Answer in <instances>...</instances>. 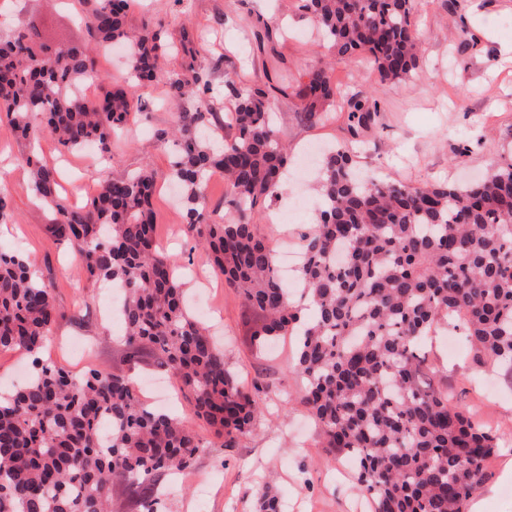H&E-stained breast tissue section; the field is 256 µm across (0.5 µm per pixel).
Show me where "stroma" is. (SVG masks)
Wrapping results in <instances>:
<instances>
[{"mask_svg": "<svg viewBox=\"0 0 512 512\" xmlns=\"http://www.w3.org/2000/svg\"><path fill=\"white\" fill-rule=\"evenodd\" d=\"M79 9L78 0H0V39L33 19L41 43L50 48L85 44L89 29L79 19ZM271 17L288 33L258 45L255 34ZM129 19L135 26L145 20L162 23L170 41L185 43L193 49L196 64L211 70L215 85H223L229 75L248 87L270 82L282 86L272 104L273 120L282 142L297 155L311 146L325 149L354 137L347 109H336L334 121L325 125L304 120L299 91L308 69L331 63L335 78L353 96L372 90L376 83L366 57H336L328 44L315 38L297 0H136ZM416 22L421 69L380 92L376 123L355 136L358 165L364 175L409 183L474 181L487 168L512 159V0H419ZM462 26L474 35V44L454 38L455 29ZM108 85L124 89L144 105L142 115L113 140L110 172L120 175L145 167L153 171L152 208L161 249L184 264L186 224L169 194L173 151L154 139L155 130L174 124L178 110L167 87L132 83L126 60L102 53L95 74L82 86L94 97ZM28 154L54 165L62 194L80 205L97 192L107 171L97 158L64 151L48 137L18 138L8 122H0V188L9 193L13 210L11 221L0 224V252L33 255L41 277L55 288L60 316L46 355L76 373L89 365L163 382L161 369L126 361L123 325L106 313L110 292L103 283L89 280L78 257L53 236L52 213L36 202L27 170L19 162ZM288 189L267 208L290 212L291 223L264 219L258 224L275 250L296 247L300 234L315 221L310 203L314 180L289 181ZM185 293L192 312H199L205 302L215 308L216 338L237 381L248 387L260 378L273 385L252 434L236 447L216 446L196 460L194 473L209 479L206 512H253L254 491L261 485L278 492L285 512H355L353 480L341 473L345 459L324 451L317 427L294 400L300 380L293 372L291 339L280 338L261 353L252 349V322L222 278H215L204 293L193 278H186ZM428 352L456 406L493 428H512L511 370L474 359L462 343L450 352L436 340ZM511 459L499 454L489 461L478 495L482 512H512V477L505 473Z\"/></svg>", "mask_w": 512, "mask_h": 512, "instance_id": "35a3bbf8", "label": "stroma"}]
</instances>
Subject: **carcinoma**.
<instances>
[{"label": "carcinoma", "mask_w": 512, "mask_h": 512, "mask_svg": "<svg viewBox=\"0 0 512 512\" xmlns=\"http://www.w3.org/2000/svg\"><path fill=\"white\" fill-rule=\"evenodd\" d=\"M81 4L96 45L132 47V80L161 77L173 102L196 104L179 113L173 130L157 133L160 143L177 146L171 177L184 190L190 250H202L245 304L256 349L295 337L293 368L303 381L296 400L328 452L356 460L355 490L374 512H467L503 441L434 387L426 343L439 323L453 324L477 357L512 365V162L464 187L412 184L361 180L350 150H333L317 182L315 222L301 236V300L313 310L304 322L257 232L288 166L269 93L225 76L235 134L218 152L213 139L224 123L209 108V75L192 65L160 68L165 34L147 22L131 27L129 0ZM416 6L303 0L301 8L337 57L369 59L375 96L418 68ZM38 36L31 24L0 41V112L23 139L46 135L72 153L95 145L110 156L112 137L141 104L122 89L82 96L78 82L95 71L93 50L66 46L40 62ZM305 77L304 118L330 121V107L343 97L331 63ZM347 106L354 135L378 115V101L368 97ZM23 163L55 232L88 276L124 288L127 360L165 369L222 447L251 433L270 384L241 388L207 327L185 308L175 263L157 242L153 173L109 174L86 204L72 206L55 167L34 156ZM216 171L235 204L229 221L207 206ZM59 315L53 286L29 269L25 254L0 253V352L32 359L30 376L0 396V512H112L116 483L126 508L161 512L158 480L193 467L211 442L185 419L147 405L129 376L97 368L75 374L43 358ZM254 498L256 512H280L271 488Z\"/></svg>", "instance_id": "1"}]
</instances>
